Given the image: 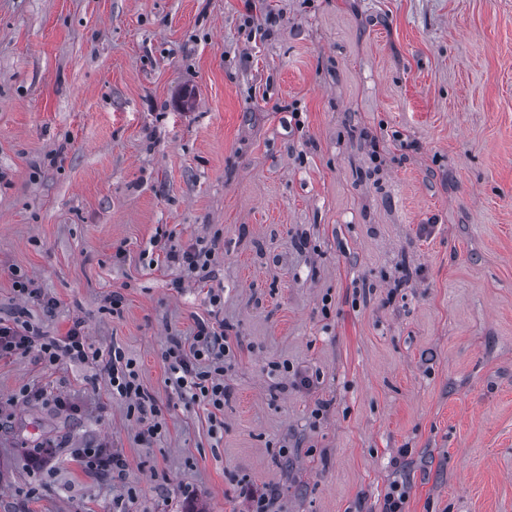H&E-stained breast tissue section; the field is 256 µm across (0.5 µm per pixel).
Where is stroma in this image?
I'll return each mask as SVG.
<instances>
[{
    "label": "stroma",
    "mask_w": 512,
    "mask_h": 512,
    "mask_svg": "<svg viewBox=\"0 0 512 512\" xmlns=\"http://www.w3.org/2000/svg\"><path fill=\"white\" fill-rule=\"evenodd\" d=\"M164 234L221 239L220 427L166 382L209 305L151 263ZM23 308L120 348L164 431L87 365L1 361L0 512L271 487L276 512H380L395 481L406 512H512V0H0V318ZM100 443L122 477L73 455Z\"/></svg>",
    "instance_id": "1"
}]
</instances>
